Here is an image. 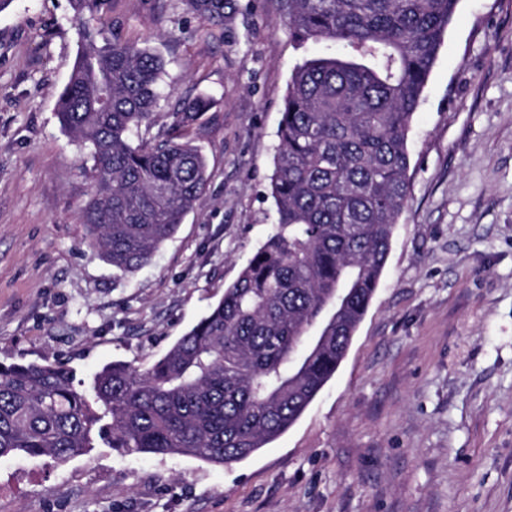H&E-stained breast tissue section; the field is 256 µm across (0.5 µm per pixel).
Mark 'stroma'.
<instances>
[{
    "label": "stroma",
    "mask_w": 512,
    "mask_h": 512,
    "mask_svg": "<svg viewBox=\"0 0 512 512\" xmlns=\"http://www.w3.org/2000/svg\"><path fill=\"white\" fill-rule=\"evenodd\" d=\"M93 25L165 60L149 137L185 100L210 179L151 262L117 278L85 240L86 150L58 95L70 0L0 10V362L146 369L223 295L276 222L271 176L298 46L279 0H104ZM411 193L380 285L296 424L225 468L100 445L0 458V512H512V0H460L408 140ZM192 10L212 24L224 22V0H188Z\"/></svg>",
    "instance_id": "35a3bbf8"
}]
</instances>
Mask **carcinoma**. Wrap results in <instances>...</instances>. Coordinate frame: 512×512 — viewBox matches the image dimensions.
Listing matches in <instances>:
<instances>
[{
    "label": "carcinoma",
    "instance_id": "1",
    "mask_svg": "<svg viewBox=\"0 0 512 512\" xmlns=\"http://www.w3.org/2000/svg\"><path fill=\"white\" fill-rule=\"evenodd\" d=\"M212 24L224 0H188ZM459 0H281L299 42L335 47L294 66L271 178L277 224L214 308L149 368L0 364V457L64 461L100 439L124 454L230 466L291 428L334 376L379 287L410 196L408 133ZM59 94L61 127L96 180L85 239L129 275L177 232L209 180L185 124L140 141L163 59L87 22ZM324 341L297 357L311 329Z\"/></svg>",
    "mask_w": 512,
    "mask_h": 512
}]
</instances>
